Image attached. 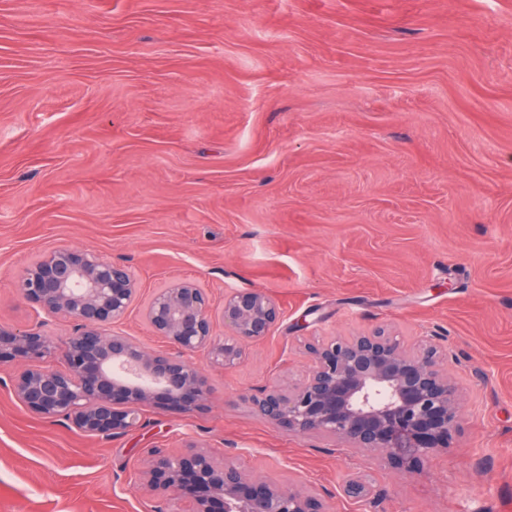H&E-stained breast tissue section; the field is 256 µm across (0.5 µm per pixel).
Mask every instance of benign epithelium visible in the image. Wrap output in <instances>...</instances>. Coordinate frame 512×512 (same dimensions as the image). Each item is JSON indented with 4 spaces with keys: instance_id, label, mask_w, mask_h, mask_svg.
Segmentation results:
<instances>
[{
    "instance_id": "7a95c632",
    "label": "benign epithelium",
    "mask_w": 512,
    "mask_h": 512,
    "mask_svg": "<svg viewBox=\"0 0 512 512\" xmlns=\"http://www.w3.org/2000/svg\"><path fill=\"white\" fill-rule=\"evenodd\" d=\"M21 295L48 317L76 323L58 345L41 326H0V365H27L14 380L15 397L44 417L63 416L91 437H113L141 421L142 407L191 412L207 390L187 355L203 349L210 363L239 365L248 344L268 336L280 319L264 291L224 296V336L213 334L205 289L180 281L158 289L143 309L167 349L148 352L113 330L131 308L136 282L124 264L81 250L55 249L21 274ZM308 377L295 385H266L247 396L268 423L290 434H324L350 448L384 456L393 468L416 472L446 450L459 430L461 394L440 366L436 346L404 348L384 328L307 345ZM62 367L49 368L51 359ZM146 486L192 499L189 512H330L320 496L243 473L189 444L178 455L154 451Z\"/></svg>"
}]
</instances>
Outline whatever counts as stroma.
Here are the masks:
<instances>
[{
  "mask_svg": "<svg viewBox=\"0 0 512 512\" xmlns=\"http://www.w3.org/2000/svg\"><path fill=\"white\" fill-rule=\"evenodd\" d=\"M60 247L130 267L115 329L149 351L176 281L281 316L234 368L193 355L202 409L112 438L30 412L0 366V512H186L143 472L191 442L332 512H512V0H0V325L70 335L17 288ZM378 326L435 337L462 396L414 473L247 399Z\"/></svg>",
  "mask_w": 512,
  "mask_h": 512,
  "instance_id": "obj_1",
  "label": "stroma"
}]
</instances>
